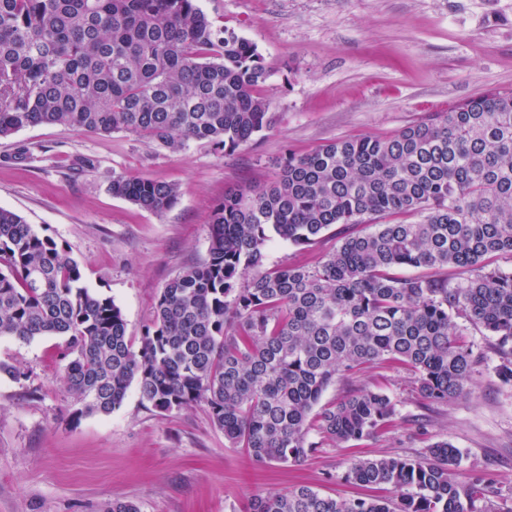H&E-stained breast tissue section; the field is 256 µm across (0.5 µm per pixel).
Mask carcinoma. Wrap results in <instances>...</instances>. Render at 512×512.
<instances>
[{"instance_id": "carcinoma-1", "label": "carcinoma", "mask_w": 512, "mask_h": 512, "mask_svg": "<svg viewBox=\"0 0 512 512\" xmlns=\"http://www.w3.org/2000/svg\"><path fill=\"white\" fill-rule=\"evenodd\" d=\"M267 79L256 45L198 0H0V138L60 124L231 152L270 123ZM110 190L157 215L179 196L124 174ZM331 228L336 245L314 264L266 268L272 236L308 247ZM495 258L512 259V90L390 136L292 153L266 185L226 189L211 207L207 258L161 289L137 348L68 248L0 207V336L67 337L76 419L111 414L134 384L156 411L203 405L232 446L290 466L393 424L395 403L368 387L314 412L370 364L409 368L430 402L463 394L483 354L459 319L492 339L495 374L512 384V270L490 267ZM450 266L470 277L451 282ZM458 461L444 441L421 457L359 460L345 480L395 497L300 486L257 494L244 512H498L494 481H458Z\"/></svg>"}]
</instances>
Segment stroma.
Masks as SVG:
<instances>
[{"label":"stroma","mask_w":512,"mask_h":512,"mask_svg":"<svg viewBox=\"0 0 512 512\" xmlns=\"http://www.w3.org/2000/svg\"><path fill=\"white\" fill-rule=\"evenodd\" d=\"M213 19L255 43L270 73L261 88L271 123L225 153L192 142L175 152L126 132L92 134L62 125L0 138V207L69 249L84 282L120 306L139 342L166 282L202 262L210 210L233 185L269 182L288 153L331 139L389 136L491 90H512V0H199ZM180 190L156 215L112 196L113 174ZM333 237L310 248L280 238L268 267L316 261ZM459 327L484 362L469 393L446 403L422 397L395 364L364 369L359 382L389 395L394 425L380 436L324 445L289 467L257 464L232 447L205 407L162 414L129 388L107 416L69 418L77 403L61 380L65 339L0 336V512H102L131 500L140 512H241L254 495L306 484L332 496L387 495L345 481L353 462L422 455L446 441L460 451L455 477L488 474L512 512V385L494 373L491 341Z\"/></svg>","instance_id":"stroma-1"}]
</instances>
